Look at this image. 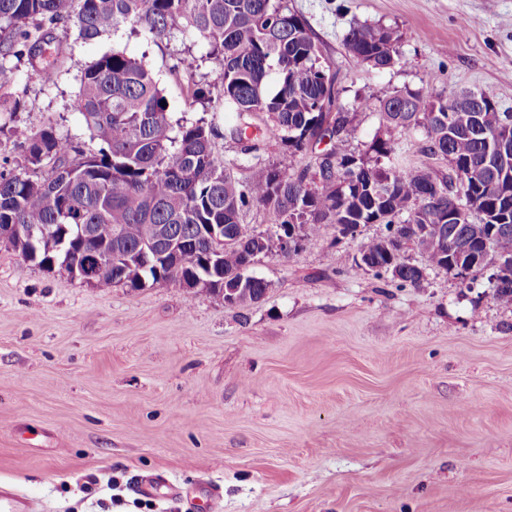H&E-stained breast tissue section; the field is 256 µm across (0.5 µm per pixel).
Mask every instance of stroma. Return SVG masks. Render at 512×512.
<instances>
[{
    "mask_svg": "<svg viewBox=\"0 0 512 512\" xmlns=\"http://www.w3.org/2000/svg\"><path fill=\"white\" fill-rule=\"evenodd\" d=\"M288 5L353 109L345 150L382 135L380 102L404 88L484 91L512 112V0ZM363 25L399 29V64L349 58ZM52 34L56 84L40 60L4 63L0 171L24 159L16 126L96 150L72 103L84 66L114 50L147 58L172 121L223 129L220 65L189 35ZM184 55L199 60L189 79L172 71ZM190 82L211 101L189 105ZM385 232L340 241L326 224L296 257L260 258L270 290L242 308L174 285L90 288L0 243V483L39 512H188L132 492L155 473L215 512H512V309L483 270L427 269L417 286L356 272L360 242Z\"/></svg>",
    "mask_w": 512,
    "mask_h": 512,
    "instance_id": "stroma-1",
    "label": "stroma"
}]
</instances>
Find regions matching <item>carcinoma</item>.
<instances>
[{
	"label": "carcinoma",
	"instance_id": "1",
	"mask_svg": "<svg viewBox=\"0 0 512 512\" xmlns=\"http://www.w3.org/2000/svg\"><path fill=\"white\" fill-rule=\"evenodd\" d=\"M64 18L84 41L123 27L153 42L175 29L196 36L207 57L221 62L220 97L234 115L224 138L240 145L249 176L240 181L227 171L214 150L213 126L172 123L145 58L114 50L85 65L73 102L97 151L87 154L48 129L11 130L26 155L0 171V224L29 231L7 237L23 259L73 277L87 254L106 251L92 288L179 287L218 276L222 287L206 292L242 307L269 292V282L251 268L272 253L274 239L288 237L293 258L300 240L324 224L336 227L338 240L383 224L385 235L360 244L358 270L418 285L426 269L405 259L410 248L448 272L461 263L482 270L485 258L498 257L505 266L489 280L493 300L512 307V175L495 178L496 155L487 148L507 113L489 94L396 90L379 106L385 136L363 153L345 152L339 142L349 113L333 63L322 60L287 0H0V59L34 57L36 46L50 43L46 25ZM400 41L394 28L361 26L344 45L357 63L388 69L400 61ZM36 76L55 83L57 60ZM259 113L266 120L256 125L251 116ZM416 129L425 134L426 151L448 159V173L395 162L400 139ZM326 137L330 149L316 155L313 167L293 171L288 158L315 150ZM270 138L289 148L272 165L260 156ZM253 205L272 208L276 230L258 232L240 221ZM211 224L224 225V241L213 238ZM147 239L156 243L145 253ZM170 250L180 255L175 265Z\"/></svg>",
	"mask_w": 512,
	"mask_h": 512
}]
</instances>
